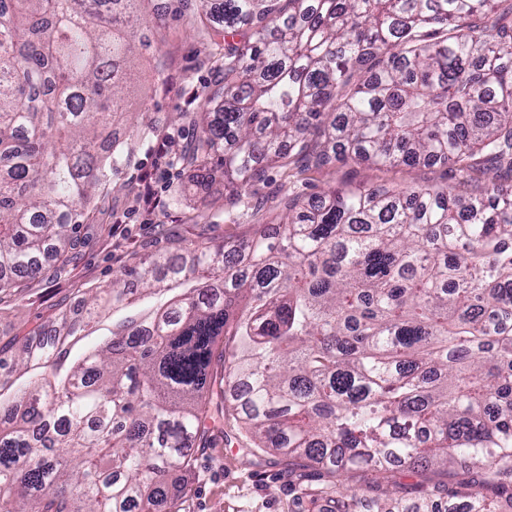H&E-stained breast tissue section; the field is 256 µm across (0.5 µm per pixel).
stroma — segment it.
I'll list each match as a JSON object with an SVG mask.
<instances>
[{
	"label": "stroma",
	"instance_id": "obj_1",
	"mask_svg": "<svg viewBox=\"0 0 512 512\" xmlns=\"http://www.w3.org/2000/svg\"><path fill=\"white\" fill-rule=\"evenodd\" d=\"M199 0H142L140 32L146 46L132 59L127 91L130 111L139 113L134 155L115 184L103 186L95 199L91 228L82 246L61 271L27 279L22 292L0 299V348L20 351L27 339L49 328L61 312L76 311L87 289L111 282L125 268L157 250L184 252L247 235L281 214L291 189L279 173L253 186L256 209L224 214V182L193 184V170L183 161L197 135L196 112L208 108L207 92L220 73L210 47L194 24ZM156 172L151 204L139 203V178ZM454 171L439 165L416 168L349 167L339 163L301 175L294 190L312 197L341 183L403 185L456 182ZM239 423L225 414L207 448L196 453L178 512H297L281 461L269 458L252 466L244 458Z\"/></svg>",
	"mask_w": 512,
	"mask_h": 512
}]
</instances>
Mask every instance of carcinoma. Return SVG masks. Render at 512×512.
Returning a JSON list of instances; mask_svg holds the SVG:
<instances>
[{"label": "carcinoma", "instance_id": "1", "mask_svg": "<svg viewBox=\"0 0 512 512\" xmlns=\"http://www.w3.org/2000/svg\"><path fill=\"white\" fill-rule=\"evenodd\" d=\"M139 0H0V292L67 261L112 136ZM200 0L221 55L184 157L232 207L275 170L449 165L481 186L288 196L276 236L154 254L0 382V512H176L224 411L299 512H512V4ZM157 302L71 356L103 313ZM438 467L448 480L411 481ZM353 470L363 488L344 484Z\"/></svg>", "mask_w": 512, "mask_h": 512}]
</instances>
